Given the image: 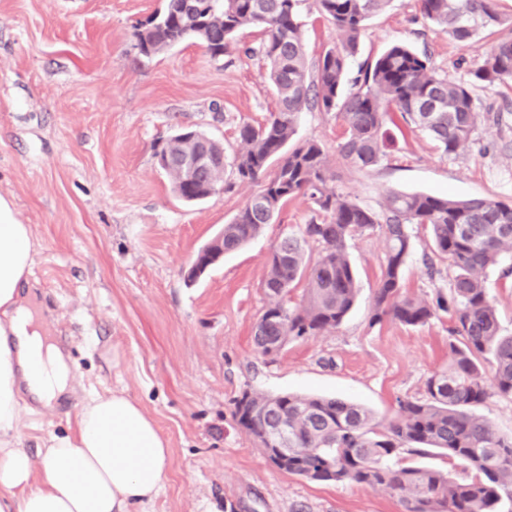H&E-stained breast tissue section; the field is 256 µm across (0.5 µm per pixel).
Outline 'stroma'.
<instances>
[{"mask_svg":"<svg viewBox=\"0 0 512 512\" xmlns=\"http://www.w3.org/2000/svg\"><path fill=\"white\" fill-rule=\"evenodd\" d=\"M162 0H0V197L31 225L37 253L28 286L49 334L74 361L65 408L24 415L18 445L38 454L53 435L75 433L95 392L123 391L169 446L157 497L128 512H404L399 496L354 483L312 482L271 466L237 425L246 390L336 396L382 422L398 400L420 398L446 368L448 321L411 329L370 324L386 241H351L358 297L344 322L266 357L253 330L269 299L261 286L272 245L308 223L313 205L289 200L279 221L225 255L195 283L185 269L256 188L235 185L198 203L173 192L155 156L160 140L194 128L240 147L242 123L276 108L258 33L214 59L187 41L147 57L135 33ZM304 43L316 61L342 39L336 26L304 14ZM428 52L438 73L465 77L480 55L425 22L416 0H391L368 20L349 62L357 73L390 45ZM385 157L367 170L335 163L334 113H301L295 138L318 141L338 189L378 207L388 192L492 197L512 203V112L480 126L474 142L444 156L392 113Z\"/></svg>","mask_w":512,"mask_h":512,"instance_id":"stroma-1","label":"stroma"}]
</instances>
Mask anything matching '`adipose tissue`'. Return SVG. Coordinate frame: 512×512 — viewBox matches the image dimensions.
<instances>
[{
	"instance_id": "adipose-tissue-1",
	"label": "adipose tissue",
	"mask_w": 512,
	"mask_h": 512,
	"mask_svg": "<svg viewBox=\"0 0 512 512\" xmlns=\"http://www.w3.org/2000/svg\"><path fill=\"white\" fill-rule=\"evenodd\" d=\"M33 263L30 225L0 199V512H125L158 493L169 448L124 393L90 396L76 433L51 437L38 456L16 445L24 398L49 408L72 387L70 356L23 293Z\"/></svg>"
}]
</instances>
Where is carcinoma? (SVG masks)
<instances>
[{
  "label": "carcinoma",
  "mask_w": 512,
  "mask_h": 512,
  "mask_svg": "<svg viewBox=\"0 0 512 512\" xmlns=\"http://www.w3.org/2000/svg\"><path fill=\"white\" fill-rule=\"evenodd\" d=\"M305 0H164L162 10L140 24L138 47L152 56L189 37L212 58L224 55L244 28L264 35L260 52L278 101L276 111L258 125L237 128L240 150L232 173L239 184L259 189L224 225L210 248L230 253L275 223L283 204L304 197L314 214L299 233L283 236L272 248L263 288L270 299L261 316L255 347L271 348L306 340L338 327L358 295L348 248L356 237L381 232L386 239L384 270L372 300L375 325L388 317L417 327L448 317V369L432 373L421 399L398 400L397 416L380 428L364 406L335 397L245 390L234 417L250 436L263 439L276 416L288 419V462L280 470L316 482H352L382 487L401 496L405 512H500L512 501V439L507 440L475 410L494 398L512 399V334L502 333L487 270L512 276V204L491 198L457 199L425 193L390 192L380 209L340 192L333 184L322 146L308 140L292 146L298 116L305 110L333 112L342 131L339 163L366 170L385 156L383 127L393 106L434 142L455 154L490 119L476 105V91L512 81V15L498 0H417L422 18L457 43L478 47L482 35L494 37L489 51L470 70L467 81L439 74L427 53L402 43L388 47L348 80V60L358 48L366 22L390 0H313L317 12L343 34L309 66L303 42ZM350 88H345V85ZM226 166L217 165L189 181L178 167L167 171L175 191L202 200L212 189L232 188ZM429 229L432 254L422 263L428 275L435 261L454 274L448 291L434 296L402 292L413 255L414 229ZM320 251L316 260L309 246ZM306 282L301 302L290 293ZM437 450L456 460L467 477L401 463V454Z\"/></svg>",
  "instance_id": "carcinoma-1"
}]
</instances>
